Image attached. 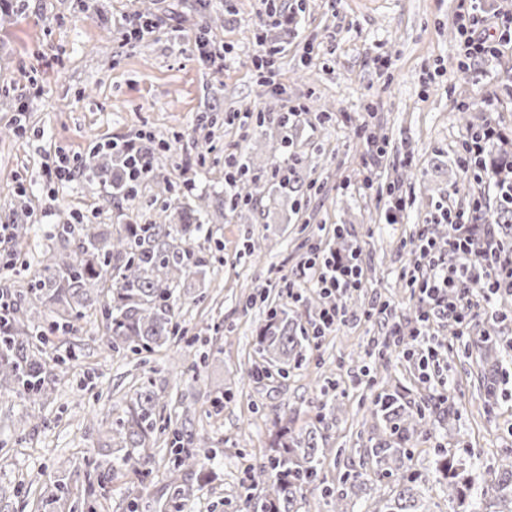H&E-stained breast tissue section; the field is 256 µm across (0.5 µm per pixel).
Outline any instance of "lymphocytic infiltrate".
<instances>
[{
  "instance_id": "f902f5d3",
  "label": "lymphocytic infiltrate",
  "mask_w": 512,
  "mask_h": 512,
  "mask_svg": "<svg viewBox=\"0 0 512 512\" xmlns=\"http://www.w3.org/2000/svg\"><path fill=\"white\" fill-rule=\"evenodd\" d=\"M455 23L464 69L485 70L496 55L497 43L512 42V10L489 14L482 10L481 0H468ZM431 221L447 225L448 237L440 244L421 231L412 242L419 271L409 275L407 286L418 303L415 327L406 332L397 325L390 331L396 346L405 356L417 358L424 372L440 364L442 344L432 332L435 321L454 322L457 336L463 337L471 331L481 295L512 296V249L499 245L494 225H486L482 237H472L463 231L468 222L465 214L441 204ZM311 278L326 300L314 328L315 335L321 336L343 322L338 300L361 288L362 268L335 254L308 259L288 279L289 301H299L303 282Z\"/></svg>"
}]
</instances>
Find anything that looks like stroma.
Masks as SVG:
<instances>
[{
    "label": "stroma",
    "instance_id": "35a3bbf8",
    "mask_svg": "<svg viewBox=\"0 0 512 512\" xmlns=\"http://www.w3.org/2000/svg\"><path fill=\"white\" fill-rule=\"evenodd\" d=\"M460 0H277L285 22L270 29L278 47L274 68L282 93L258 82L253 65L255 32L265 20L263 0H0V221L21 224V245L0 244V286L13 285L17 270L38 271L40 249L56 225L73 213L96 224H145L161 214L166 200L151 184L139 186L135 200L79 176L47 183L42 166L64 154L88 164L97 144L132 141L144 133L158 142L156 180L188 183L189 193L210 203V232L194 242L202 251L224 246V262L211 269L203 289L181 291L180 314L193 338L185 358L173 349L156 353L150 364L136 357L103 354L82 322L78 331L54 337L52 354L82 350L70 363L56 393L29 409L19 399L0 396V512H36L37 498L24 482H53L65 469L71 486L84 482L88 449L97 447L90 417L114 419L144 377H153L172 427L180 437L208 435L214 450L190 476L191 494L181 512H239L238 486L248 466L272 455L274 414L295 427L319 423L329 448L345 449L340 465H325L327 482L342 472L359 474L362 489L353 508L374 507L387 497L393 480L378 476L366 448L386 434L377 414L379 396L400 394L408 406L425 407L431 436L412 449L411 470L439 512H447L444 487L430 481L436 449L471 462L476 475L499 465L512 450V397L486 405L477 375L512 373V321H495L494 310L512 311V297L486 303L474 321L497 339V355L481 361L465 353L449 322L439 339L448 358L443 377L458 410L440 419L427 403L431 390L413 361L392 354L375 369L371 341L392 322L412 325L417 302L403 272L413 270L410 240L428 223L437 203L469 209L473 199L495 208L492 185L468 179L458 166L467 128L458 107L481 93L494 110L472 108L475 121L488 122L512 137V47H503L489 74L466 72L455 34ZM145 15L156 30L144 40L123 44V16ZM205 32L227 49L223 68L200 56L195 44ZM389 60L386 69L373 63ZM331 110L321 121L312 102ZM307 105L287 128L273 119L296 104ZM26 108L28 131L17 134L13 115ZM267 115L268 123L240 125L236 112ZM367 122L386 153L372 170L364 168V145L354 127ZM302 159L297 192L273 193L270 162ZM255 159L248 174L253 200L245 217L227 212L224 172L227 158ZM376 189H361L364 176ZM396 186L407 206L399 223L386 221L388 186ZM260 245V259L248 256ZM18 258H11L13 247ZM319 255L358 252L362 286L343 300L347 322L313 339L300 368L252 380L264 368L255 336L269 309L289 306L313 327L322 305L317 288L289 303L275 288L291 276L310 250ZM378 314L365 318L369 309ZM329 376V409L316 413V382ZM32 411L37 428L17 432L22 411ZM151 473L144 480L118 476L99 501L97 512H158L167 484L172 444L151 449Z\"/></svg>",
    "mask_w": 512,
    "mask_h": 512
}]
</instances>
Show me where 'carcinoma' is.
<instances>
[{"instance_id": "1", "label": "carcinoma", "mask_w": 512, "mask_h": 512, "mask_svg": "<svg viewBox=\"0 0 512 512\" xmlns=\"http://www.w3.org/2000/svg\"><path fill=\"white\" fill-rule=\"evenodd\" d=\"M490 142L483 144L486 163L509 173L512 155H493ZM91 179L101 173L112 176V187L124 191L128 169L122 158L105 154L86 168ZM496 188L495 223L501 239L512 238V204L503 200L499 181ZM161 193L171 195L177 219L165 215L149 224H121L111 233L100 224H60L55 241L42 252L39 273L19 288H3L13 305L7 316L6 333L0 335V393L12 394L30 405H38L54 392L58 375L64 372L66 359L48 351L50 335L71 332L77 323L92 317L97 322L96 340L112 353L132 354L143 363L158 349L177 346L187 335L179 320L177 291L188 281L206 277L215 255L208 257L195 251L193 242L203 232L208 204L203 196L190 202L173 194L169 181L158 185ZM252 197L248 180L240 177L227 195L229 208L242 211ZM39 307L47 314L38 326L28 323V313ZM308 329L286 308L269 312L265 325L256 337V348L268 365L284 375L291 365H299L310 344ZM479 355H492L494 344L489 331L481 339L468 343ZM155 381L148 376L133 396L123 414L112 420L108 445L124 454L112 459L91 453L87 458L85 484L80 491L81 504L94 512L98 494L109 489L117 474L127 471L145 475L149 456L144 450L165 435L169 422L162 415ZM378 413L389 427L387 438H380L366 449L376 466V473L395 477V487L372 512H433L419 492L418 478L408 474L410 446L421 434H430L422 414L410 411L401 396L393 394L380 403ZM275 454L246 470L242 484L241 512H298L304 489L319 480L330 457L340 461L343 448L319 446L320 429L312 425L295 431L288 419L277 416ZM208 447V439L198 438L197 448H178L169 468L168 487L172 493L162 508H181L187 496L180 475L194 470L199 462L197 449ZM436 482L446 486L450 512H487L486 504L494 501L499 512H512V461L504 459L481 480H476L466 463L439 455L433 473ZM359 476L345 473L339 484L322 489L325 503L334 512H348L347 506ZM260 487L262 495L251 490ZM71 486L64 479L53 482L46 505L61 512L70 505Z\"/></svg>"}]
</instances>
